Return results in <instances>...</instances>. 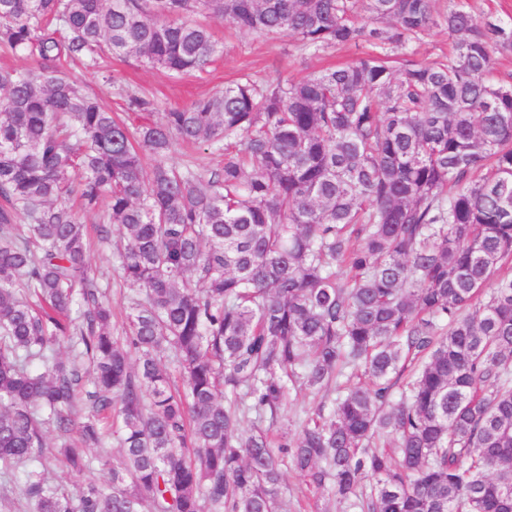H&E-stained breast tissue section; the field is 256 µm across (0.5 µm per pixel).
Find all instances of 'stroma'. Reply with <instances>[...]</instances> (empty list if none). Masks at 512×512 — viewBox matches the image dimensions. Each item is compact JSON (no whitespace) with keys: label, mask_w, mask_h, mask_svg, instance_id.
<instances>
[{"label":"stroma","mask_w":512,"mask_h":512,"mask_svg":"<svg viewBox=\"0 0 512 512\" xmlns=\"http://www.w3.org/2000/svg\"><path fill=\"white\" fill-rule=\"evenodd\" d=\"M210 28L219 51L202 75L179 77L152 65L128 57H112L108 63L109 78L74 63L69 76L81 90L96 97L110 111H120L123 100L119 89H127L153 99L154 109L149 113L130 114L134 124L162 121L166 112L190 105L198 98L223 91L238 78L251 75L275 82L297 80L310 73L346 63L361 56V47L348 45L331 48L317 55L301 49L290 36L271 34L257 37L239 31L227 22H211ZM90 275L105 292L112 306V330L123 336L126 316L131 303L139 295L138 289L125 283L118 274V259L111 245L93 244L89 253ZM285 492L289 512H296L299 504H307L308 512H343L344 507L324 490H307L295 473L287 475Z\"/></svg>","instance_id":"stroma-1"}]
</instances>
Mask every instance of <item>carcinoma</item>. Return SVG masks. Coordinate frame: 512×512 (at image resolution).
Here are the masks:
<instances>
[{"instance_id":"1","label":"carcinoma","mask_w":512,"mask_h":512,"mask_svg":"<svg viewBox=\"0 0 512 512\" xmlns=\"http://www.w3.org/2000/svg\"><path fill=\"white\" fill-rule=\"evenodd\" d=\"M435 2L0 0V47L38 69H0V478L25 466L33 512H282L285 458L359 512H512V19ZM199 13L369 51L135 127L61 73H202ZM434 28L447 60L390 65ZM175 139L221 164L168 163ZM100 209L143 293L124 343L88 277ZM292 390L330 399L296 438L272 432ZM110 409L120 460L51 484L52 459L90 467Z\"/></svg>"}]
</instances>
